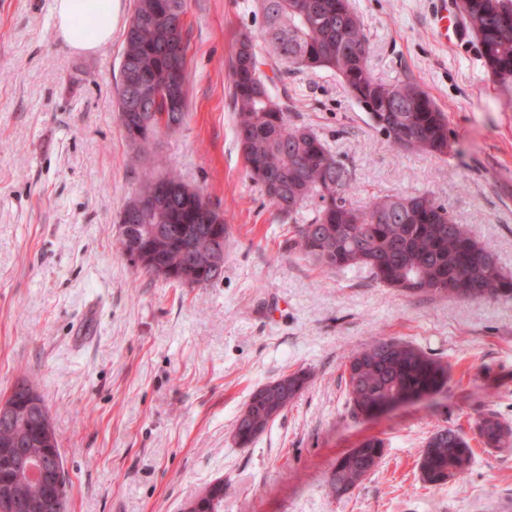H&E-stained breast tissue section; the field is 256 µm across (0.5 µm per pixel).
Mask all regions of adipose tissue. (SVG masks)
I'll return each instance as SVG.
<instances>
[{"mask_svg":"<svg viewBox=\"0 0 512 512\" xmlns=\"http://www.w3.org/2000/svg\"><path fill=\"white\" fill-rule=\"evenodd\" d=\"M116 0H54V34L77 52H92L112 41Z\"/></svg>","mask_w":512,"mask_h":512,"instance_id":"ef3b65f1","label":"adipose tissue"}]
</instances>
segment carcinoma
<instances>
[{
    "mask_svg": "<svg viewBox=\"0 0 512 512\" xmlns=\"http://www.w3.org/2000/svg\"><path fill=\"white\" fill-rule=\"evenodd\" d=\"M264 25L260 41L237 40L231 75L237 112L236 138L249 177L257 183L278 215L294 219L295 246L307 259L330 269L365 268L372 278L408 293L453 295L463 300L512 299V275L497 255L453 221L448 208L429 191L372 197L364 205L353 200L352 174L309 126L290 121L288 110L271 95L257 66L259 49L270 48L298 70H327L358 90L356 100L374 128L401 151L434 156L448 153V118L418 84H386L367 66L368 38L349 0H259ZM184 0H134L125 32V48L116 95L121 112L185 119L188 49ZM512 0H472L467 22L480 44L486 66L497 77L512 79ZM134 145L158 131L135 118L122 123ZM167 184L181 209H124L119 223L132 226L131 240H120L121 254L142 274L188 286H206L220 279L224 267L212 269L201 260L211 252L215 230L227 234L219 210L217 224H207L184 207V197L202 204L204 194L174 173L146 170L141 187ZM147 246L152 264L141 266L135 248ZM346 389L356 415L370 413L390 398L409 392L444 388L448 363L415 345L378 337L351 353L344 362ZM311 376L300 370L254 390L246 402L248 417L235 422V437L247 446L282 415L309 387ZM34 388L23 381L10 398L22 403L10 422H0V499L8 512H44V485L33 480L26 463L59 453L55 431L42 400L26 399ZM472 430L485 448L512 446V426L492 410L481 412ZM384 454L383 440L365 439L336 459L338 472L330 484L336 492L357 487ZM473 460L465 434L441 427L427 439L418 459L423 482L441 485L463 474Z\"/></svg>",
    "mask_w": 512,
    "mask_h": 512,
    "instance_id": "cac0c4a2",
    "label": "carcinoma"
}]
</instances>
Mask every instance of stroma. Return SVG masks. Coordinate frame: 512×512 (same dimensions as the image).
Returning <instances> with one entry per match:
<instances>
[{"mask_svg": "<svg viewBox=\"0 0 512 512\" xmlns=\"http://www.w3.org/2000/svg\"><path fill=\"white\" fill-rule=\"evenodd\" d=\"M350 3L374 77L415 82L446 113L447 154L396 150L336 75L264 53L271 93L350 168L360 200L431 191L512 274V83L475 35L440 39L438 0ZM118 4L111 43L76 53L54 36L53 0H0V398L23 380L43 396L70 512H180L219 479L220 512H503L512 448L473 443L468 470L437 486L417 461L437 428L469 431L486 410L512 425V300L409 296L293 249L296 226L248 177L235 133L231 59L241 33L261 32L258 0H186V120L132 161L115 87L134 0ZM156 159L224 215L209 285L141 274L119 252V214ZM377 336L447 362L444 391L354 415L343 363ZM297 370L308 389L239 446L250 393ZM369 437L380 464L335 492L336 460Z\"/></svg>", "mask_w": 512, "mask_h": 512, "instance_id": "35a3bbf8", "label": "stroma"}]
</instances>
